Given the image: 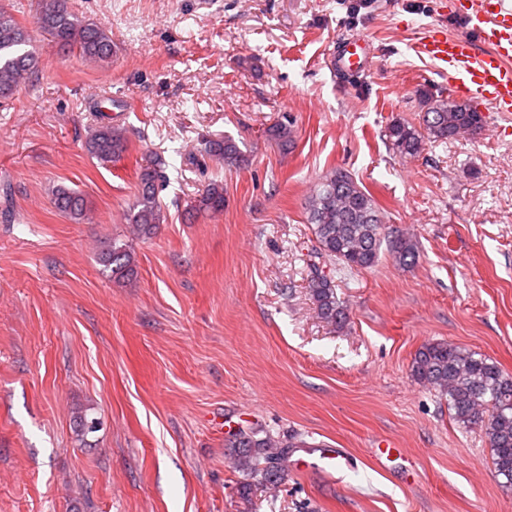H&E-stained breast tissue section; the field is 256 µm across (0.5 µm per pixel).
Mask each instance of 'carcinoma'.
<instances>
[{
	"label": "carcinoma",
	"instance_id": "carcinoma-1",
	"mask_svg": "<svg viewBox=\"0 0 512 512\" xmlns=\"http://www.w3.org/2000/svg\"><path fill=\"white\" fill-rule=\"evenodd\" d=\"M14 6L0 4V99H8L20 82L35 75L40 67L36 47L37 34L45 33L63 51H77L86 63L107 67L112 63V34L100 24L82 20L70 0H40L33 26L19 21ZM486 123L483 113L466 101L451 95L428 98L427 109L417 125L402 119L392 121L386 137L394 152L401 157H414L435 142H448L464 131L471 135L482 131ZM268 136L283 149L294 144V131L279 123L267 130ZM124 129L98 125L85 141L87 153L100 164L118 161L127 150ZM206 155L213 156L230 169H244L250 155L226 136L206 142ZM164 180L160 159L149 160L140 167L137 193L126 221L137 237L149 236L165 223L166 214L158 198ZM57 210L75 221L85 219L88 204L85 196L65 186L52 191ZM224 186L212 181L199 194L194 208L212 215L224 211ZM308 223L320 254L349 270L370 269L379 262L382 246H387L393 260L403 266L419 261L416 241L403 233L387 234L379 224L380 207L372 194L345 171L332 170L324 175L306 200ZM99 261L109 278L121 282L136 274L137 262L130 247L121 240L109 241L101 250ZM318 316L341 331L349 322L348 308L338 298L331 276L315 271L308 282ZM412 377L433 389L448 401L453 421L466 431L478 430L492 452L494 470L506 489L512 488V375L491 358L467 347L446 342H428L415 354ZM99 422L79 408L73 417L76 441L84 443L89 434L98 431ZM229 447L239 450L236 467L252 469L258 456L266 459V479L276 483L286 471L289 444L259 430L232 434Z\"/></svg>",
	"mask_w": 512,
	"mask_h": 512
}]
</instances>
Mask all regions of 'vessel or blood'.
Listing matches in <instances>:
<instances>
[{"label":"vessel or blood","instance_id":"vessel-or-blood-1","mask_svg":"<svg viewBox=\"0 0 512 512\" xmlns=\"http://www.w3.org/2000/svg\"><path fill=\"white\" fill-rule=\"evenodd\" d=\"M461 19L474 39L436 29L422 37L416 50L447 71L449 91L458 98L487 97L494 110L512 113V0H465ZM483 51H476V44ZM369 45L360 37L346 39L336 67L349 75L364 69Z\"/></svg>","mask_w":512,"mask_h":512}]
</instances>
